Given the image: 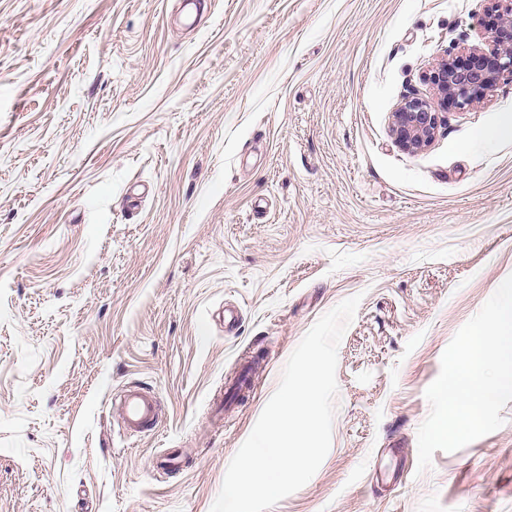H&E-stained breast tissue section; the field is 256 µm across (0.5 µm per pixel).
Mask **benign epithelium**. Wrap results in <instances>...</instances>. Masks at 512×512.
Returning <instances> with one entry per match:
<instances>
[{
  "label": "benign epithelium",
  "instance_id": "1",
  "mask_svg": "<svg viewBox=\"0 0 512 512\" xmlns=\"http://www.w3.org/2000/svg\"><path fill=\"white\" fill-rule=\"evenodd\" d=\"M482 24L490 46L467 48L458 57L424 75L441 99V106L474 108L501 81L512 82V0H486ZM442 113L414 93L405 95L393 112L395 142L408 150L428 146L441 125Z\"/></svg>",
  "mask_w": 512,
  "mask_h": 512
}]
</instances>
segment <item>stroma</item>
Wrapping results in <instances>:
<instances>
[{
	"label": "stroma",
	"instance_id": "obj_1",
	"mask_svg": "<svg viewBox=\"0 0 512 512\" xmlns=\"http://www.w3.org/2000/svg\"><path fill=\"white\" fill-rule=\"evenodd\" d=\"M484 0H0V512H210L283 368L361 295L331 448L270 512H512L503 425L418 469L456 332L512 275V82L398 146ZM253 391L219 404L240 363ZM162 417L125 432L119 399ZM177 457L170 471L154 460ZM392 117L395 142L404 149L416 150L433 141L441 125L442 112H437L425 99L409 93ZM121 412L126 431L139 433L156 423L160 405L154 394L130 387L122 396Z\"/></svg>",
	"mask_w": 512,
	"mask_h": 512
}]
</instances>
